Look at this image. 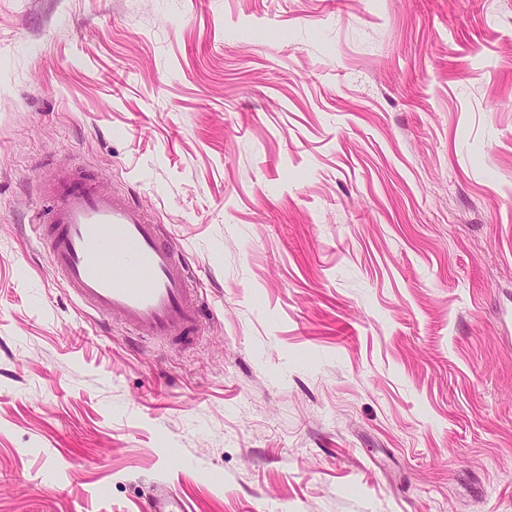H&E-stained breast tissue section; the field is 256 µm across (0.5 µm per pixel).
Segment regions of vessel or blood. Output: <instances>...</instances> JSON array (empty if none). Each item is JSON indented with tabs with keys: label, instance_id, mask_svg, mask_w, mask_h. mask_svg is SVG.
<instances>
[{
	"label": "vessel or blood",
	"instance_id": "1",
	"mask_svg": "<svg viewBox=\"0 0 512 512\" xmlns=\"http://www.w3.org/2000/svg\"><path fill=\"white\" fill-rule=\"evenodd\" d=\"M45 234L54 270L86 310L136 333L185 341L203 324V304L187 260L165 225L132 194L76 166L47 182ZM147 512H184L167 483H155Z\"/></svg>",
	"mask_w": 512,
	"mask_h": 512
}]
</instances>
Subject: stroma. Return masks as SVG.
<instances>
[{
    "instance_id": "obj_1",
    "label": "stroma",
    "mask_w": 512,
    "mask_h": 512,
    "mask_svg": "<svg viewBox=\"0 0 512 512\" xmlns=\"http://www.w3.org/2000/svg\"><path fill=\"white\" fill-rule=\"evenodd\" d=\"M188 253L83 313L45 173ZM512 512V0H0V512ZM45 234L54 270L86 310L112 315L131 332L189 340L203 325L201 295L164 224L130 192L76 166L46 183ZM152 491L147 503L148 512H185L184 505L167 483H155Z\"/></svg>"
}]
</instances>
